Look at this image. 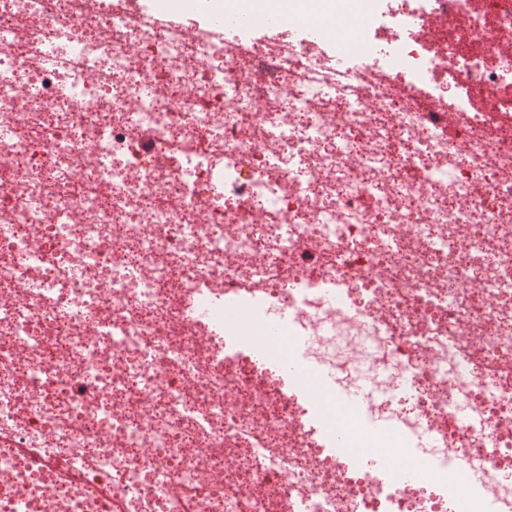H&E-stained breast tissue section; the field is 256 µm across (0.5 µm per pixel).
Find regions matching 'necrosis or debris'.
Wrapping results in <instances>:
<instances>
[{
    "label": "necrosis or debris",
    "instance_id": "4bbe7bcc",
    "mask_svg": "<svg viewBox=\"0 0 512 512\" xmlns=\"http://www.w3.org/2000/svg\"><path fill=\"white\" fill-rule=\"evenodd\" d=\"M385 2L0 0V512H512V0ZM230 1L228 12L218 16L214 23L224 28L225 43L234 46L239 42L241 31L252 20L253 15L248 9L241 7L238 1ZM298 25L306 29L309 37L315 42H322L336 32L335 19L330 21H320L313 17H307L301 19Z\"/></svg>",
    "mask_w": 512,
    "mask_h": 512
}]
</instances>
